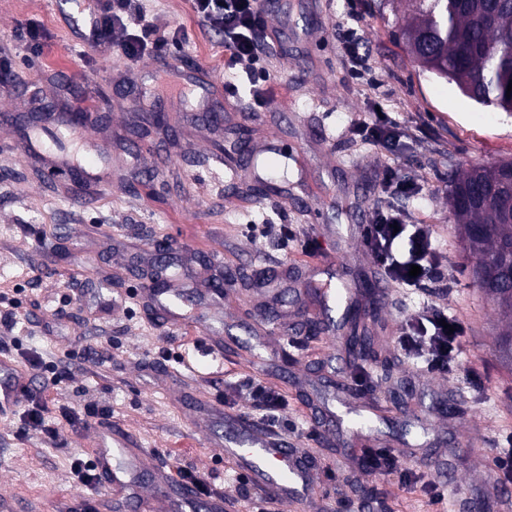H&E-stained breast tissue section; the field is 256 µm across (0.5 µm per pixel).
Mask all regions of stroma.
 <instances>
[{
	"label": "stroma",
	"instance_id": "35a3bbf8",
	"mask_svg": "<svg viewBox=\"0 0 512 512\" xmlns=\"http://www.w3.org/2000/svg\"><path fill=\"white\" fill-rule=\"evenodd\" d=\"M160 26L180 29V45L130 64L87 47L77 23L83 0H0V51L15 79L0 84V294L24 323L0 327V350L21 368L36 360L68 362L69 377L49 390L46 420L55 438L30 429L23 415L0 416V499L12 512H79L101 485L74 479V458L90 456L92 427L72 425L66 410L94 405L139 447L172 468L204 474L228 493L227 460L215 450L233 438L230 420L246 401L236 381L252 376L288 398L283 435L316 459L313 483L324 512H349L351 490H372V512H433L421 489H398L397 474H367L370 448L407 450L422 472L432 458L466 482L468 497H448L444 512H512V481L493 467L497 439L512 432V358L498 347V307L474 284V259L448 209V177L512 159V117L490 112L455 84L422 72L405 50L402 5L357 0V26L371 52L377 90L351 75L340 35L347 0H274L260 6L267 37L265 79L250 85V62L224 64L220 38L204 33L188 0H144ZM38 25L44 50L33 55L17 32ZM202 66L222 84L218 96L186 99L174 75ZM267 111L242 122L251 89ZM100 103L89 108L88 94ZM382 112L407 129L392 149L360 141L355 121ZM83 113L81 144L112 174V184H75L70 171L48 176L43 152L21 133L27 114ZM240 161L230 185L212 172L215 154ZM400 167L419 192L403 205L413 224H429L448 265L434 294L469 332L447 376L403 359L392 338L424 297L390 287L381 304L360 302V322L375 336L378 357L350 361L337 329L347 309L323 305L309 283L337 276L354 293L381 280L360 239L380 200L376 176ZM293 224L299 243L246 233L249 224ZM172 245L159 254L155 244ZM345 256L335 273L321 263ZM176 268L167 287L184 296L187 320L164 326L136 298L161 261ZM128 294L113 310L112 297ZM294 331L285 350L274 334L255 335L257 319ZM224 355L222 366L198 353L202 337ZM110 353L105 365L83 347ZM371 390L372 427L351 433L350 392ZM213 403L220 415L204 416Z\"/></svg>",
	"mask_w": 512,
	"mask_h": 512
}]
</instances>
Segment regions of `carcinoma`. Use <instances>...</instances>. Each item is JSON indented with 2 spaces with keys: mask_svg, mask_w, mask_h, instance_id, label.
Listing matches in <instances>:
<instances>
[{
  "mask_svg": "<svg viewBox=\"0 0 512 512\" xmlns=\"http://www.w3.org/2000/svg\"><path fill=\"white\" fill-rule=\"evenodd\" d=\"M408 14L402 39L423 71L457 85L468 99L499 112H512L506 96L512 81V0H403ZM512 192V161L474 166L453 175L448 204L463 247L477 259L474 283L512 313V217L496 198L466 201L476 188Z\"/></svg>",
  "mask_w": 512,
  "mask_h": 512,
  "instance_id": "obj_1",
  "label": "carcinoma"
}]
</instances>
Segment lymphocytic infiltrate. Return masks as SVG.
<instances>
[{
	"instance_id": "obj_1",
	"label": "lymphocytic infiltrate",
	"mask_w": 512,
	"mask_h": 512,
	"mask_svg": "<svg viewBox=\"0 0 512 512\" xmlns=\"http://www.w3.org/2000/svg\"><path fill=\"white\" fill-rule=\"evenodd\" d=\"M192 10L205 30L223 37L227 66L259 59L264 37L259 28L258 0H192ZM86 11L83 41L93 48L110 47L130 61L157 56L164 46L182 38L180 30L165 32L143 21L141 0H88ZM378 186L389 203L376 208L363 232V243L379 272L392 283L423 293L447 281L432 225L406 221L401 201L413 193L412 182L399 168L390 166L382 171ZM414 265L421 268L415 277L409 274ZM467 332L463 322L431 300L404 321L396 344L408 361L427 372L446 374ZM238 388L250 409L258 412L261 426L275 435L287 428L284 412L288 400L284 394L253 377L240 380Z\"/></svg>"
}]
</instances>
